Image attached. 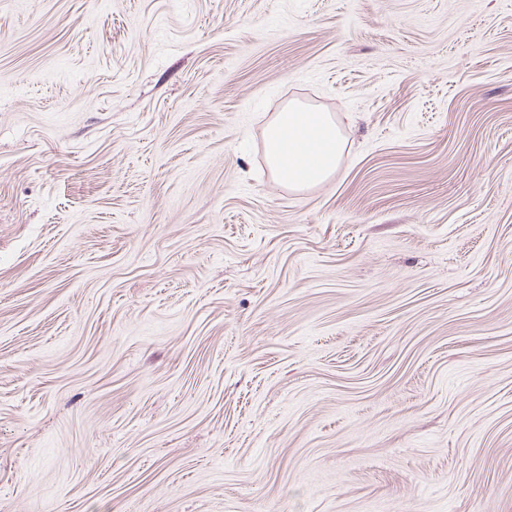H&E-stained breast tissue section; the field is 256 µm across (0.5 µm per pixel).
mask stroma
<instances>
[{"instance_id": "35a3bbf8", "label": "stroma", "mask_w": 512, "mask_h": 512, "mask_svg": "<svg viewBox=\"0 0 512 512\" xmlns=\"http://www.w3.org/2000/svg\"><path fill=\"white\" fill-rule=\"evenodd\" d=\"M0 512H512V0H0ZM272 170L289 187L324 182L344 151L343 139L325 112H279L267 133Z\"/></svg>"}]
</instances>
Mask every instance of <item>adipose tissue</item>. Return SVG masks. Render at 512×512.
<instances>
[{"label": "adipose tissue", "instance_id": "ef3b65f1", "mask_svg": "<svg viewBox=\"0 0 512 512\" xmlns=\"http://www.w3.org/2000/svg\"><path fill=\"white\" fill-rule=\"evenodd\" d=\"M266 138L274 173L293 188L324 182L344 151L335 123L324 112L279 113Z\"/></svg>", "mask_w": 512, "mask_h": 512}]
</instances>
